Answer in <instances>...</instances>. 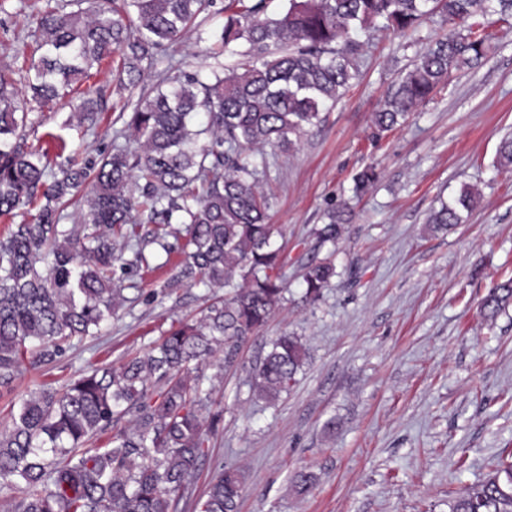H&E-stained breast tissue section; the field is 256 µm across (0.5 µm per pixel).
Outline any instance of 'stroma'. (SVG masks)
I'll return each instance as SVG.
<instances>
[{"instance_id":"35a3bbf8","label":"stroma","mask_w":512,"mask_h":512,"mask_svg":"<svg viewBox=\"0 0 512 512\" xmlns=\"http://www.w3.org/2000/svg\"><path fill=\"white\" fill-rule=\"evenodd\" d=\"M40 0L0 5V65L32 51ZM206 19L159 57L137 87L115 90V75L96 84L107 98L95 132L78 128L70 107H32L26 146L98 159L108 151L125 104L148 93L169 63L207 74L214 59L198 38L219 29ZM483 64L453 75L406 122L373 138L370 121L397 75L420 50L393 35L361 58L362 77L291 150L265 148L264 185L275 198L268 221L288 259L284 298L233 364L199 368L222 419L209 456L179 512H194L218 467L243 476L239 512H448V499L491 475L512 450V305L485 320L480 302L512 279V170L497 164L512 137V20L492 26ZM55 133L57 141L46 138ZM376 167L362 197L354 175ZM478 203L465 223L431 234L426 221L462 187ZM352 210L336 242V275L321 300L303 299L304 265L326 255L313 234L325 211ZM172 267L124 280L125 301L100 334L57 362L24 368L20 387L64 383L94 366L120 365L145 352L172 324L200 317L219 291L169 287ZM300 338L308 361L275 402L250 389L252 369L278 336ZM335 430H327V421ZM311 472L298 492L295 475Z\"/></svg>"}]
</instances>
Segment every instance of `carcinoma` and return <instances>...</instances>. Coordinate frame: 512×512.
I'll use <instances>...</instances> for the list:
<instances>
[{"instance_id":"cac0c4a2","label":"carcinoma","mask_w":512,"mask_h":512,"mask_svg":"<svg viewBox=\"0 0 512 512\" xmlns=\"http://www.w3.org/2000/svg\"><path fill=\"white\" fill-rule=\"evenodd\" d=\"M45 0L35 18L30 63L0 67V218L37 206L32 221L0 236V390L11 393L23 368L51 364L75 338L99 330L120 304L115 268H150L160 254L182 257L175 284L228 289L204 315L171 327L159 343L119 366H97L55 388L38 385L18 399L0 430V486L21 491L5 512H178L208 456L219 422L196 365L239 346L283 299L286 257L267 223L270 197L258 153L293 148L323 122L352 86L365 34L388 30L414 44L438 16L449 33L428 40L412 67L392 82L372 115L373 137L395 129L444 87L478 67L489 48L478 20L512 16V0H224V25L208 54L244 60L202 76L163 77L135 104L99 160L70 156L52 165L24 145L27 104L52 108L73 98L103 64L119 57L120 87L136 86L158 55L201 25L216 0ZM104 108L82 92L78 125L95 129ZM379 180L373 167L354 176V196ZM84 203L80 224H63ZM476 197L464 188L427 219L434 231L463 223ZM348 206L334 207L316 230L328 257L305 265L304 299L315 303L336 275L334 254ZM154 228L143 233L142 226ZM512 303V280L482 300L489 318ZM296 336L271 343L252 371L255 395L275 400L305 363ZM242 476L219 468L201 512H238ZM448 512H512V460L448 499Z\"/></svg>"}]
</instances>
